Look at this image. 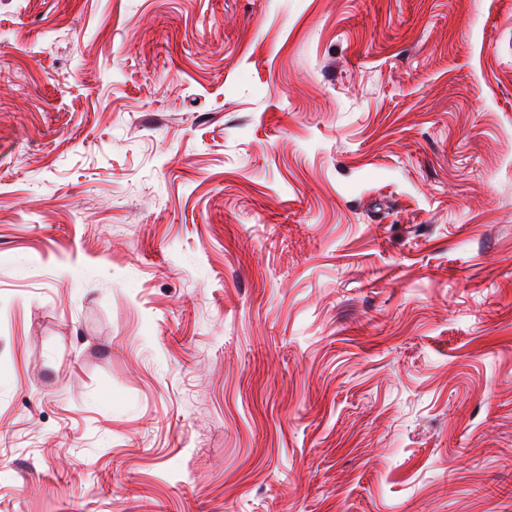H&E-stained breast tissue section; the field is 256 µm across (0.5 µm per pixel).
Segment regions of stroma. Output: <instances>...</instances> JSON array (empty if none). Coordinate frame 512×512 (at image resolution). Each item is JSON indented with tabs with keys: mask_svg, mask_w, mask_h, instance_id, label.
<instances>
[{
	"mask_svg": "<svg viewBox=\"0 0 512 512\" xmlns=\"http://www.w3.org/2000/svg\"><path fill=\"white\" fill-rule=\"evenodd\" d=\"M1 65L0 512H512V0H0Z\"/></svg>",
	"mask_w": 512,
	"mask_h": 512,
	"instance_id": "stroma-1",
	"label": "stroma"
}]
</instances>
